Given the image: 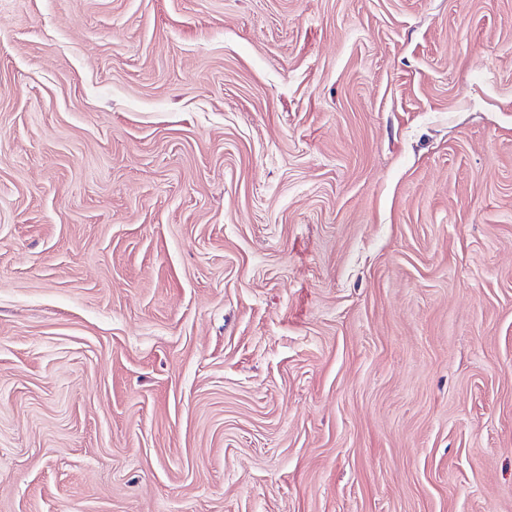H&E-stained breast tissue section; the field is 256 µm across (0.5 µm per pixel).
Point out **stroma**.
Listing matches in <instances>:
<instances>
[{
  "label": "stroma",
  "instance_id": "35a3bbf8",
  "mask_svg": "<svg viewBox=\"0 0 512 512\" xmlns=\"http://www.w3.org/2000/svg\"><path fill=\"white\" fill-rule=\"evenodd\" d=\"M0 512H512V0H0Z\"/></svg>",
  "mask_w": 512,
  "mask_h": 512
}]
</instances>
